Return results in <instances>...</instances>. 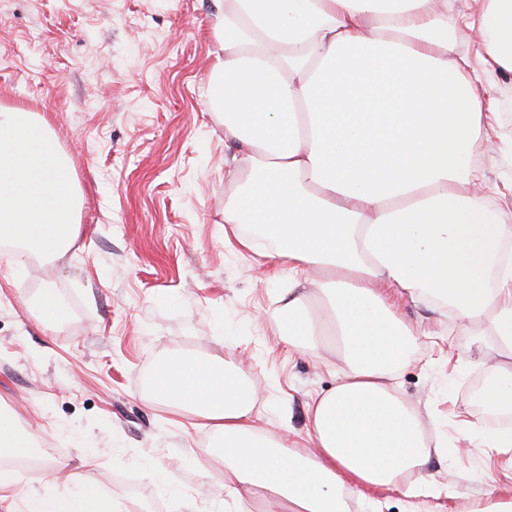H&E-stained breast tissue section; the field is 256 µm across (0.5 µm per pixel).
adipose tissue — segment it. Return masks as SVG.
I'll list each match as a JSON object with an SVG mask.
<instances>
[{"mask_svg":"<svg viewBox=\"0 0 512 512\" xmlns=\"http://www.w3.org/2000/svg\"><path fill=\"white\" fill-rule=\"evenodd\" d=\"M223 54L209 81L237 141L224 221L294 286L277 317L290 345L339 343L342 380L310 416L312 450L258 428V393L239 366L175 353L154 395L199 410L221 436L225 490L248 512H350L346 486L427 484L431 450L390 379L415 345L396 296L452 306L492 373L482 392L512 412V224L474 192L488 118L482 75L466 76L448 0H213ZM476 52L512 73V0H481ZM80 195L45 120L0 106V263L49 260L77 235ZM319 300L310 313L311 300ZM28 512H112L91 484Z\"/></svg>","mask_w":512,"mask_h":512,"instance_id":"1","label":"adipose tissue"}]
</instances>
